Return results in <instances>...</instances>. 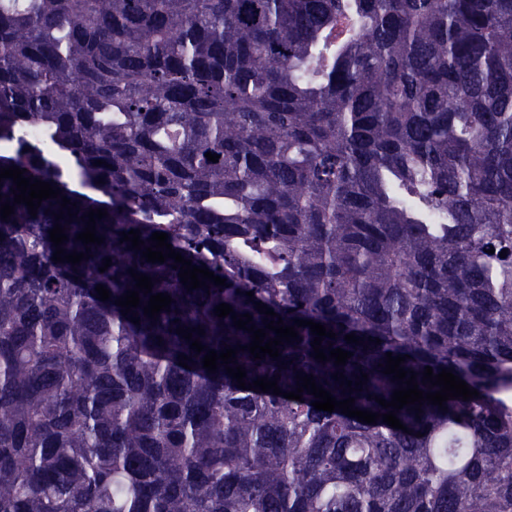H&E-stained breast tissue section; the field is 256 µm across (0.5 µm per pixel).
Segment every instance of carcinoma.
<instances>
[{"label": "carcinoma", "mask_w": 512, "mask_h": 512, "mask_svg": "<svg viewBox=\"0 0 512 512\" xmlns=\"http://www.w3.org/2000/svg\"><path fill=\"white\" fill-rule=\"evenodd\" d=\"M0 142L77 212L0 219V512H512V0H0ZM57 223L89 258L52 261ZM132 229L227 286L187 290ZM131 268L173 299L155 320L115 304ZM258 302L353 356L298 327L237 353L247 383L385 414L390 352L479 396L405 432L240 389L203 358L251 343L214 307L262 329Z\"/></svg>", "instance_id": "cac0c4a2"}]
</instances>
